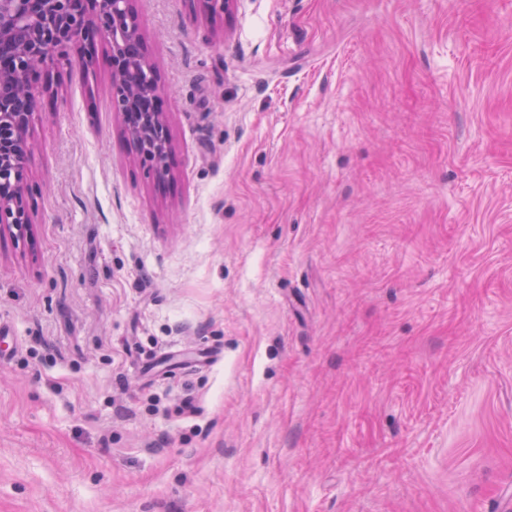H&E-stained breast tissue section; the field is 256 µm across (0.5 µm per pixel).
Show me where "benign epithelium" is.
<instances>
[{
	"label": "benign epithelium",
	"instance_id": "7a95c632",
	"mask_svg": "<svg viewBox=\"0 0 512 512\" xmlns=\"http://www.w3.org/2000/svg\"><path fill=\"white\" fill-rule=\"evenodd\" d=\"M136 0H0V232L30 223L37 188L27 176V130L39 96L55 94L60 70L78 63L93 71L99 47L112 72L111 103L137 157L156 180L170 176L172 147L164 96L144 43ZM213 20L236 0H194Z\"/></svg>",
	"mask_w": 512,
	"mask_h": 512
}]
</instances>
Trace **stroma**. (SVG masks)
I'll return each mask as SVG.
<instances>
[{"label":"stroma","mask_w":512,"mask_h":512,"mask_svg":"<svg viewBox=\"0 0 512 512\" xmlns=\"http://www.w3.org/2000/svg\"><path fill=\"white\" fill-rule=\"evenodd\" d=\"M0 237V512H512V0H136Z\"/></svg>","instance_id":"stroma-1"}]
</instances>
